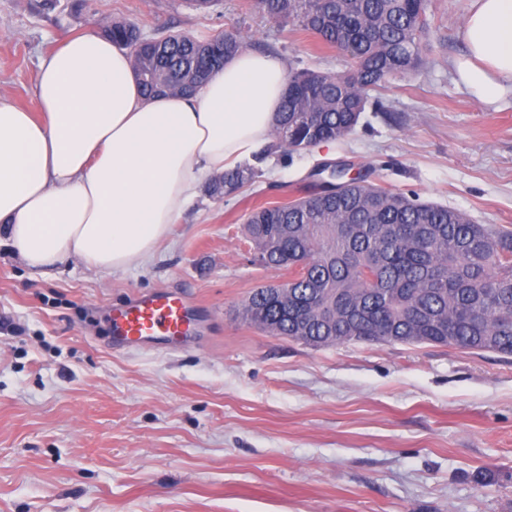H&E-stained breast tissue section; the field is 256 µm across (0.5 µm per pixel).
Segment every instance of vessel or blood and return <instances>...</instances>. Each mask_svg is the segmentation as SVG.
Instances as JSON below:
<instances>
[{
    "label": "vessel or blood",
    "instance_id": "1",
    "mask_svg": "<svg viewBox=\"0 0 512 512\" xmlns=\"http://www.w3.org/2000/svg\"><path fill=\"white\" fill-rule=\"evenodd\" d=\"M106 319L119 345L188 336L193 331L188 300L181 295H144L123 308L107 312Z\"/></svg>",
    "mask_w": 512,
    "mask_h": 512
}]
</instances>
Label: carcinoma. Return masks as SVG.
<instances>
[{
    "instance_id": "cac0c4a2",
    "label": "carcinoma",
    "mask_w": 512,
    "mask_h": 512,
    "mask_svg": "<svg viewBox=\"0 0 512 512\" xmlns=\"http://www.w3.org/2000/svg\"><path fill=\"white\" fill-rule=\"evenodd\" d=\"M426 0H254L348 52L346 75L288 74L274 124L276 142L255 163L224 170L206 191L221 198L252 184L276 148L288 152L355 131L370 92L423 64ZM102 31L129 50L144 93H188L243 50L238 34L199 41L166 34L142 42L134 22ZM257 207L247 231L266 267L286 268L288 299L261 286L244 318L273 336L313 347L349 342L435 344L512 356V231L476 224L464 212L361 178Z\"/></svg>"
}]
</instances>
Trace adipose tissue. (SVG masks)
<instances>
[{"label":"adipose tissue","mask_w":512,"mask_h":512,"mask_svg":"<svg viewBox=\"0 0 512 512\" xmlns=\"http://www.w3.org/2000/svg\"><path fill=\"white\" fill-rule=\"evenodd\" d=\"M470 2L463 77L493 95L512 87V0ZM286 83L279 60L243 51L195 95L148 98L127 49L63 41L39 67L40 115L0 97V233L41 274L145 262L204 178L262 148Z\"/></svg>","instance_id":"adipose-tissue-1"}]
</instances>
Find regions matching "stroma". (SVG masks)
I'll return each mask as SVG.
<instances>
[{"mask_svg":"<svg viewBox=\"0 0 512 512\" xmlns=\"http://www.w3.org/2000/svg\"><path fill=\"white\" fill-rule=\"evenodd\" d=\"M469 0H427L425 60L389 78L332 147L273 153L255 182L199 194L144 264L45 274L0 245V512H512V358L431 344L314 348L245 321L260 264L245 220L336 162L396 192L512 230V92L461 78ZM147 37L244 34L286 69L352 61L251 0H0V96L38 112L41 58L100 15ZM154 291L197 332L113 346L105 310Z\"/></svg>","mask_w":512,"mask_h":512,"instance_id":"35a3bbf8","label":"stroma"}]
</instances>
